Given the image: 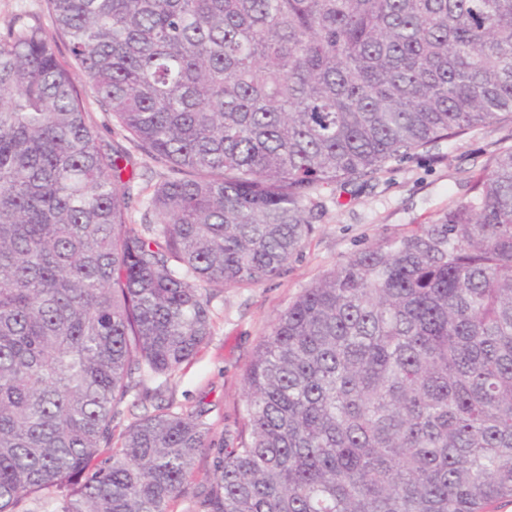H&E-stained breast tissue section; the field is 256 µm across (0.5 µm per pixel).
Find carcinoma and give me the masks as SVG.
I'll use <instances>...</instances> for the list:
<instances>
[{
    "label": "carcinoma",
    "instance_id": "obj_1",
    "mask_svg": "<svg viewBox=\"0 0 512 512\" xmlns=\"http://www.w3.org/2000/svg\"><path fill=\"white\" fill-rule=\"evenodd\" d=\"M0 35V512H486L512 501V146L436 221L350 255L272 322L242 426L168 382L224 288L281 274L344 192L512 119V0H48ZM19 18L42 29L52 41L59 60L68 65L74 83L84 89V76L73 63L66 40L56 30L47 0H0V34L5 33ZM85 109L90 113L92 123L97 127L102 136L111 144L119 145L126 149L132 155L136 163V173L139 177L132 184L133 199L129 208V217L131 224L140 223V212L138 200L151 193L154 185L160 180L157 175L158 169L136 150L132 144L124 139L123 133L115 127L112 118L108 112L101 106L94 95L87 90L85 93Z\"/></svg>",
    "mask_w": 512,
    "mask_h": 512
}]
</instances>
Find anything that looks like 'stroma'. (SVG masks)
I'll use <instances>...</instances> for the list:
<instances>
[{
	"instance_id": "1",
	"label": "stroma",
	"mask_w": 512,
	"mask_h": 512,
	"mask_svg": "<svg viewBox=\"0 0 512 512\" xmlns=\"http://www.w3.org/2000/svg\"><path fill=\"white\" fill-rule=\"evenodd\" d=\"M40 27L76 85L85 79L58 33L47 0H0V34L16 21ZM512 145V120L439 142L388 163L383 174L358 184L355 195L323 189L324 209L314 233L282 273L271 281L228 287L214 300V334L196 359L171 379L165 393L175 409L210 403L214 441L231 438L242 424L243 374L276 315L304 289L369 245L426 224L469 196V177L485 173L498 147Z\"/></svg>"
}]
</instances>
